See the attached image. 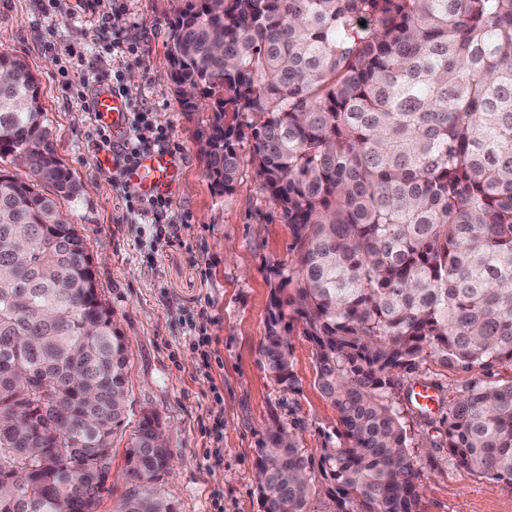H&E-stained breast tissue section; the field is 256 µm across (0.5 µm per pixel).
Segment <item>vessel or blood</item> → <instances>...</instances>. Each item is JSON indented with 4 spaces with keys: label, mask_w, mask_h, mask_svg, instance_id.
<instances>
[{
    "label": "vessel or blood",
    "mask_w": 512,
    "mask_h": 512,
    "mask_svg": "<svg viewBox=\"0 0 512 512\" xmlns=\"http://www.w3.org/2000/svg\"><path fill=\"white\" fill-rule=\"evenodd\" d=\"M90 110L113 130L124 128L127 116L125 97L105 84L99 85L91 99ZM181 167L175 156L156 150L141 153L124 173V179L139 195L150 198L168 196L177 184Z\"/></svg>",
    "instance_id": "vessel-or-blood-1"
}]
</instances>
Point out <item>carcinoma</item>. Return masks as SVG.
I'll use <instances>...</instances> for the list:
<instances>
[{"mask_svg":"<svg viewBox=\"0 0 512 512\" xmlns=\"http://www.w3.org/2000/svg\"><path fill=\"white\" fill-rule=\"evenodd\" d=\"M365 25H360V22ZM168 59L190 112L208 98L207 176L234 191L250 141L296 259L271 269L263 365L295 388L288 333L315 344L344 431L320 459L336 512H414V449L395 400L428 356L487 379L448 404V458L512 486V0H191ZM0 512H96L95 465L124 424L128 340L84 236L57 206L79 186L50 145L35 77L0 53ZM49 186L55 198L40 191ZM144 416L121 512L157 496L171 450ZM312 458L278 420L257 451L260 512H308Z\"/></svg>","mask_w":512,"mask_h":512,"instance_id":"1","label":"carcinoma"}]
</instances>
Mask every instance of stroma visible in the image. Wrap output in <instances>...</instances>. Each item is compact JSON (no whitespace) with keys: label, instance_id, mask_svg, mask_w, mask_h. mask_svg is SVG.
Wrapping results in <instances>:
<instances>
[{"label":"stroma","instance_id":"obj_1","mask_svg":"<svg viewBox=\"0 0 512 512\" xmlns=\"http://www.w3.org/2000/svg\"><path fill=\"white\" fill-rule=\"evenodd\" d=\"M188 0H0V53L34 75L55 152L80 185L64 215L85 234L98 290L128 338L130 416L112 446V470L98 512H118L132 484L126 446L146 413L159 415L172 467L158 490L175 512H259L257 450L272 419L299 422L312 458L335 447L339 415L316 382L315 347L293 323L289 333L298 384L283 391L260 354L266 331L270 270L292 258V236L259 189L248 143H240L239 179L218 195L206 175L199 133L207 104L185 111L167 58L171 25ZM116 10V30L93 31ZM136 43L122 76L138 85L127 99L168 132L182 176L168 201L178 236L158 244L152 228L127 213L112 154L100 149L97 125L82 97L83 81L112 80V39ZM206 319H198L199 310ZM204 346H195L198 338ZM480 369L464 372L427 357L401 385L428 380L438 409L421 418L403 409L416 445L422 493L416 512H512V488L457 468L439 442L448 403Z\"/></svg>","mask_w":512,"mask_h":512}]
</instances>
